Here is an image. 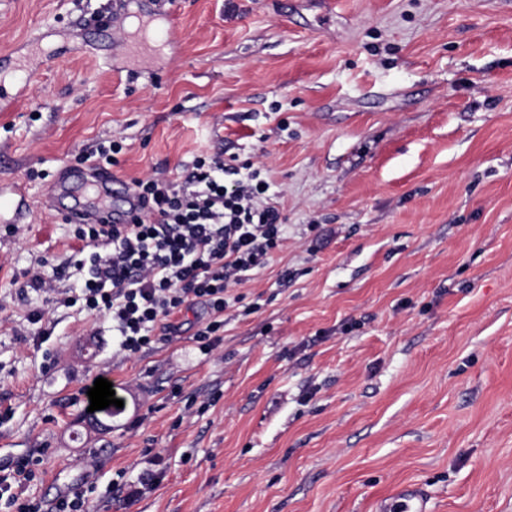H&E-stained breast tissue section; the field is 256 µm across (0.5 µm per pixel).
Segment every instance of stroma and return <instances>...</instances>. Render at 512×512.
<instances>
[{
    "label": "stroma",
    "mask_w": 512,
    "mask_h": 512,
    "mask_svg": "<svg viewBox=\"0 0 512 512\" xmlns=\"http://www.w3.org/2000/svg\"><path fill=\"white\" fill-rule=\"evenodd\" d=\"M127 0L180 41L131 59L87 19L108 0H0V55L53 68L0 112V463L36 459L43 501L93 512H377L401 484L432 512H512V0ZM118 140L122 183L202 154L264 169L287 241L203 354L202 308L128 356L111 322L28 287L78 250L50 201ZM288 281H281L282 271ZM260 308L245 314V305ZM53 334L34 341L31 311ZM121 384L102 429L83 388ZM159 458L154 490L107 493Z\"/></svg>",
    "instance_id": "stroma-1"
}]
</instances>
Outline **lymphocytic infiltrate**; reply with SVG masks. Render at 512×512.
<instances>
[{
	"instance_id": "obj_1",
	"label": "lymphocytic infiltrate",
	"mask_w": 512,
	"mask_h": 512,
	"mask_svg": "<svg viewBox=\"0 0 512 512\" xmlns=\"http://www.w3.org/2000/svg\"><path fill=\"white\" fill-rule=\"evenodd\" d=\"M139 214L130 224H80L83 247L70 258L78 282L65 299L105 315L120 351L135 354L157 331L173 332L174 314L203 305L195 338L203 354L224 341L231 292L265 266L286 239V226L260 169L196 158L184 181L156 171L130 183ZM35 461L0 465V502L10 512H90L87 491L51 503L27 498Z\"/></svg>"
}]
</instances>
